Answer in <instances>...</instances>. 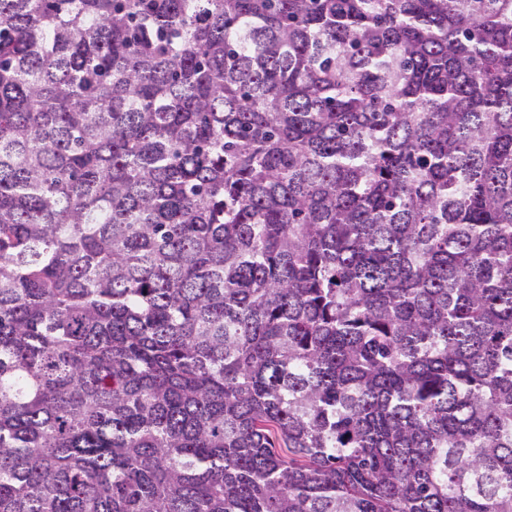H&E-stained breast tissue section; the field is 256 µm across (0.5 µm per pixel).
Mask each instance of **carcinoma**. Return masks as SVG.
<instances>
[{
  "mask_svg": "<svg viewBox=\"0 0 512 512\" xmlns=\"http://www.w3.org/2000/svg\"><path fill=\"white\" fill-rule=\"evenodd\" d=\"M0 512H512V0H0Z\"/></svg>",
  "mask_w": 512,
  "mask_h": 512,
  "instance_id": "obj_1",
  "label": "carcinoma"
}]
</instances>
